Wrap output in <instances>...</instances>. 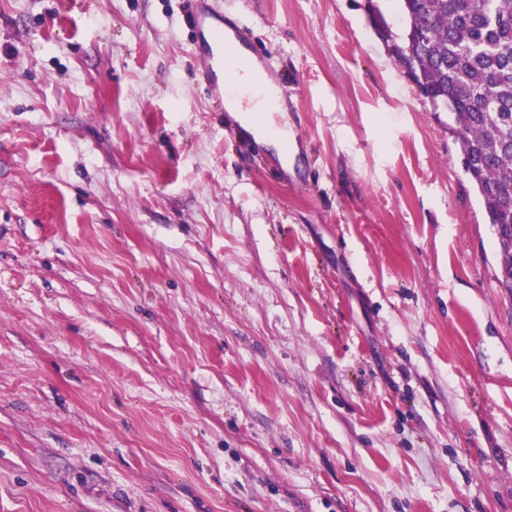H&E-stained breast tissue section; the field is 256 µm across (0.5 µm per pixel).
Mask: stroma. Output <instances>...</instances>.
<instances>
[{
  "mask_svg": "<svg viewBox=\"0 0 512 512\" xmlns=\"http://www.w3.org/2000/svg\"><path fill=\"white\" fill-rule=\"evenodd\" d=\"M0 0V512H512V295L396 0ZM187 26L198 38L201 51V77L207 86L211 87L217 98L224 103L232 99L236 93V86L232 77L224 85V74L229 72L237 78L240 95L236 100L228 101L233 112H240V121L244 129L250 133L263 137L266 144L278 149L281 139L287 131L279 128L273 121H268L267 131L262 135L258 129L244 119L245 112H257L264 99L272 94V87L257 72L238 74L232 71L225 56L234 60L242 68L250 66L253 61L249 53L247 32L243 27H229L232 30L231 38L224 33V15L214 9L208 0H191L185 15Z\"/></svg>",
  "mask_w": 512,
  "mask_h": 512,
  "instance_id": "35a3bbf8",
  "label": "stroma"
}]
</instances>
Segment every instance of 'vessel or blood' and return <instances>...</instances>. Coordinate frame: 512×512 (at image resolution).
Wrapping results in <instances>:
<instances>
[{
  "mask_svg": "<svg viewBox=\"0 0 512 512\" xmlns=\"http://www.w3.org/2000/svg\"><path fill=\"white\" fill-rule=\"evenodd\" d=\"M187 26L194 32L201 51V77L217 97L233 98L234 82L224 79V62L231 59L240 67L252 63L247 54V33L242 27L224 30V16L214 9L209 0H191L185 15Z\"/></svg>",
  "mask_w": 512,
  "mask_h": 512,
  "instance_id": "1",
  "label": "vessel or blood"
}]
</instances>
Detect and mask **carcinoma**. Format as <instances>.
I'll return each instance as SVG.
<instances>
[{
  "label": "carcinoma",
  "mask_w": 512,
  "mask_h": 512,
  "mask_svg": "<svg viewBox=\"0 0 512 512\" xmlns=\"http://www.w3.org/2000/svg\"><path fill=\"white\" fill-rule=\"evenodd\" d=\"M406 30L393 51L434 110L449 114L494 228L497 287L512 294V0H398Z\"/></svg>",
  "instance_id": "cac0c4a2"
}]
</instances>
